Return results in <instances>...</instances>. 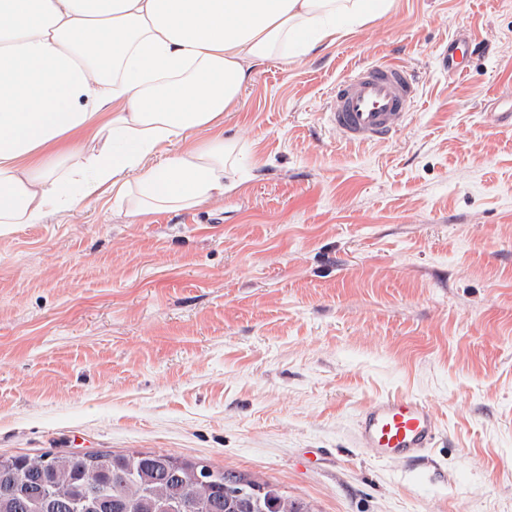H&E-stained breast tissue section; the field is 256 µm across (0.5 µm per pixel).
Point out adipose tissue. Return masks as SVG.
<instances>
[{
  "mask_svg": "<svg viewBox=\"0 0 512 512\" xmlns=\"http://www.w3.org/2000/svg\"><path fill=\"white\" fill-rule=\"evenodd\" d=\"M394 0H0V235L113 193L137 221L223 199L253 66Z\"/></svg>",
  "mask_w": 512,
  "mask_h": 512,
  "instance_id": "obj_1",
  "label": "adipose tissue"
}]
</instances>
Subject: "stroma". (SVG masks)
I'll use <instances>...</instances> for the list:
<instances>
[{
  "mask_svg": "<svg viewBox=\"0 0 512 512\" xmlns=\"http://www.w3.org/2000/svg\"><path fill=\"white\" fill-rule=\"evenodd\" d=\"M388 58L421 76L400 132L327 131L328 89ZM509 87L512 0H395L254 68L223 201L131 224L107 193L0 236V455L163 450L316 512H512ZM389 394L434 412L429 462L360 447Z\"/></svg>",
  "mask_w": 512,
  "mask_h": 512,
  "instance_id": "35a3bbf8",
  "label": "stroma"
}]
</instances>
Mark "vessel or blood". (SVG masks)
<instances>
[{"label":"vessel or blood","instance_id":"b4317fda","mask_svg":"<svg viewBox=\"0 0 512 512\" xmlns=\"http://www.w3.org/2000/svg\"><path fill=\"white\" fill-rule=\"evenodd\" d=\"M419 85L401 60L363 63L333 86L324 103L326 125L354 143H377L398 132L410 116ZM438 437V424L421 399L387 395L369 404L357 419V438L381 461L417 462Z\"/></svg>","mask_w":512,"mask_h":512}]
</instances>
